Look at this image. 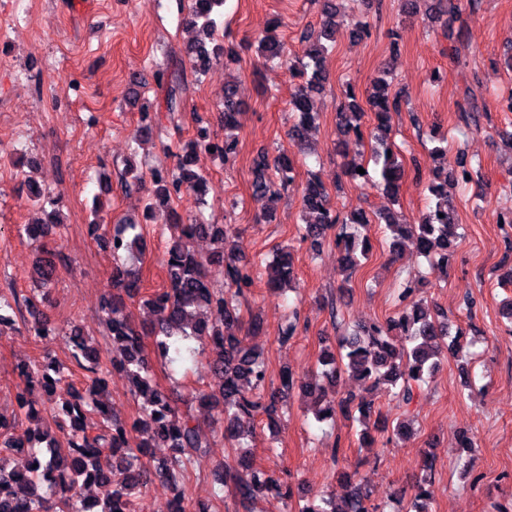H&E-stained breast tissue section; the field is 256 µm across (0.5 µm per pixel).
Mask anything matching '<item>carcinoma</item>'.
I'll return each instance as SVG.
<instances>
[{
  "mask_svg": "<svg viewBox=\"0 0 512 512\" xmlns=\"http://www.w3.org/2000/svg\"><path fill=\"white\" fill-rule=\"evenodd\" d=\"M479 0H438L432 10L436 18L454 15L466 5L476 8ZM186 28L199 29L203 37L186 47L188 62L197 74L206 72L227 54L223 44L209 45L216 26V18L224 0H178ZM322 25L319 29H307L302 33L304 54L295 60L288 59L286 46L276 34L278 22L269 25L258 38V51L266 62L288 65L292 77L299 79L292 95L290 110L299 120L293 124L290 138L300 143L308 130L315 127L317 113L312 109V98L324 90L326 74L324 59L326 42L333 41L336 33V0H323ZM157 78L166 86V111L179 112L187 86L179 71L159 72ZM389 83L383 77L372 82L367 105L375 126L369 132L372 141L371 158L380 181L376 187L392 199H398L405 177V167L399 161L390 141L392 114L407 110L408 101L400 94L390 95ZM237 84L230 79L224 85V128L238 125L240 105L236 99ZM355 93L349 92L347 100L337 110V127L341 136H364L362 119L365 110L352 103ZM238 142L225 138L224 143L211 141L206 133L190 141L186 155L179 158L173 171L154 170L151 179L156 186L155 198L145 208V221L171 222L174 240L167 251L166 278L163 285L143 296V305L159 316L156 324L135 325L127 312L126 300L140 295L141 279L133 269L116 267L112 274V294L104 299L103 317L112 336V369L128 378L134 394L143 399L137 417L127 420L114 413L107 398V383L101 377V363L96 349L73 329L68 340L71 356L88 373L92 385L85 393H76L57 408L53 424L59 432L54 436L39 432L21 441L13 438L11 422L0 415V512H43L47 497H55L64 505L60 512H133V498L141 487V460L145 455L141 447L129 445V435L134 430L146 432L153 441L173 450L174 456L158 463L157 470L172 488L170 512H186L189 500V469L191 459L204 452L207 441L199 434L193 417L182 413L172 404L169 395L153 381L150 363L144 353L143 339L151 335H163L155 342L158 355L166 360L170 353L181 359L195 360L196 349L182 346L181 342L194 337L200 343H210L215 355L208 361L213 378L210 390L191 396V401L216 409L219 422L224 424V438L242 446L247 437L243 419L263 412H276L278 399L300 387L312 400L314 415L325 420L340 409L348 412L355 408L364 426L387 431L381 413L375 410L372 394L380 386L401 384L397 397L409 407L419 397L420 382L424 376H433L441 364L443 341L448 336L446 323L438 320L418 299L420 284L406 281L401 285L399 298L405 303L402 313L384 323L373 322L342 337L341 349L345 353L335 356L323 351L319 360L323 366L325 383L298 384L286 368L278 375L276 388L268 389L269 373L264 353L246 343L241 336V320L238 299L251 293L255 284L253 268L241 263L235 242L229 240L227 231L212 224L180 223L172 210V203L189 191L198 199L207 193V179L186 169L187 162L200 151L224 157V163L235 161ZM253 195L275 196L288 190L295 179V167L288 151L283 150L274 160L268 152H258L253 160ZM473 170L460 164L448 168L438 166L429 175L427 189L429 203L417 224L400 221L387 210L370 219L364 211L345 216L337 213L330 194L316 178L306 182L301 206L305 212V225L299 229L302 240L314 246L321 244L326 231L336 230V247L340 252V265L345 278L361 260L368 259L371 242L364 229L375 222L385 224L392 232V249L409 242L421 253L433 258L435 264L448 266V243L455 237L456 224L450 204L449 188L456 184H468L466 176ZM135 224H118L108 239L113 257L122 252L145 253L142 234ZM21 231L39 243V256L32 268V280L38 287L47 289L57 280L58 269L45 252L43 238L46 227L34 229L25 224ZM208 236L216 244V250L207 258L191 251V240ZM220 268L224 282L234 294L226 296L214 287L210 267ZM267 283L282 291L297 289L293 256L287 249L276 251L268 266ZM19 307L16 294L0 293V327L14 321L12 312ZM347 371L361 384L357 391H349L339 401L328 399V390L338 381L341 372ZM17 403L32 421L43 417L37 406L35 393H51L61 382L60 370H34L27 365L19 368ZM25 453L28 462L22 468H8L7 455ZM433 464H428L426 474L415 488V499L432 497ZM113 486L112 496L98 501L85 494L91 484ZM231 486L239 506L248 510L250 504L263 493L290 497L283 490L284 482L273 474L260 472L253 466L247 453H240L233 463L224 465V476L214 498L224 497V487ZM300 512H380L379 507L369 504V494L362 484L351 487L347 498L336 503L320 500L308 503Z\"/></svg>",
  "mask_w": 512,
  "mask_h": 512,
  "instance_id": "cac0c4a2",
  "label": "carcinoma"
}]
</instances>
